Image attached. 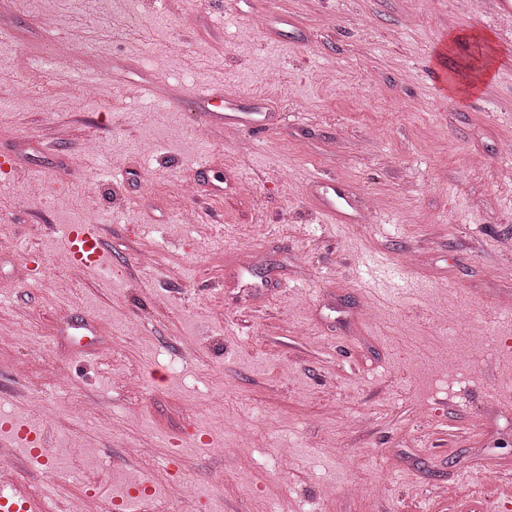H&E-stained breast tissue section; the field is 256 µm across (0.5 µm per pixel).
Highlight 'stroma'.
Returning a JSON list of instances; mask_svg holds the SVG:
<instances>
[{
	"label": "stroma",
	"instance_id": "stroma-1",
	"mask_svg": "<svg viewBox=\"0 0 512 512\" xmlns=\"http://www.w3.org/2000/svg\"><path fill=\"white\" fill-rule=\"evenodd\" d=\"M1 26L0 448L40 508L101 512L147 480L165 512H512L485 469L512 467V20L493 0H18ZM472 28L493 43L438 59ZM489 60L477 94L438 91L436 68ZM213 87L244 113L266 99L273 125L199 134ZM65 224L102 225L106 268L63 264ZM451 364L464 378L438 385ZM17 421L46 426L52 468ZM317 187L321 189L319 193L320 201L324 209L331 215H338L339 210L337 207L343 206L344 203L350 205V200L345 190L336 183L335 179L318 181Z\"/></svg>",
	"mask_w": 512,
	"mask_h": 512
}]
</instances>
